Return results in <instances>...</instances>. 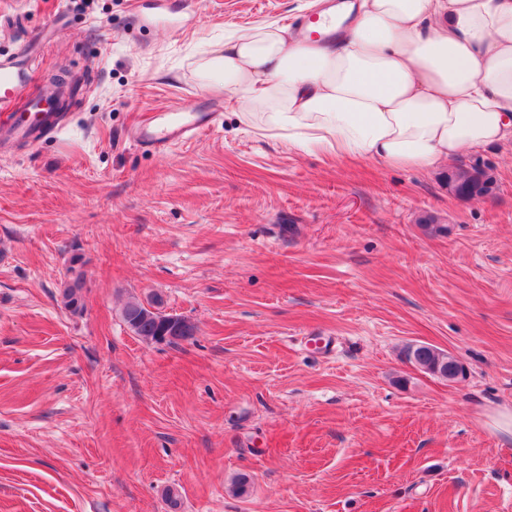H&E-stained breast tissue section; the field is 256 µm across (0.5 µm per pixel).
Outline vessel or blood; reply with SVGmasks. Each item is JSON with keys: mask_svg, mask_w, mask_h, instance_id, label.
Wrapping results in <instances>:
<instances>
[{"mask_svg": "<svg viewBox=\"0 0 512 512\" xmlns=\"http://www.w3.org/2000/svg\"><path fill=\"white\" fill-rule=\"evenodd\" d=\"M30 79V72L21 70L14 60L0 58V105L17 113L8 134L27 142L53 132L60 119L59 113L49 107L53 89L45 88L39 93L29 94L25 86ZM210 127L209 112H186L171 106L143 122L135 138L140 146L163 151L195 138Z\"/></svg>", "mask_w": 512, "mask_h": 512, "instance_id": "b4317fda", "label": "vessel or blood"}]
</instances>
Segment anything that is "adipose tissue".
<instances>
[{
	"label": "adipose tissue",
	"instance_id": "adipose-tissue-1",
	"mask_svg": "<svg viewBox=\"0 0 512 512\" xmlns=\"http://www.w3.org/2000/svg\"><path fill=\"white\" fill-rule=\"evenodd\" d=\"M325 41L272 23L198 71L290 148L429 170L512 141V0H358Z\"/></svg>",
	"mask_w": 512,
	"mask_h": 512
}]
</instances>
